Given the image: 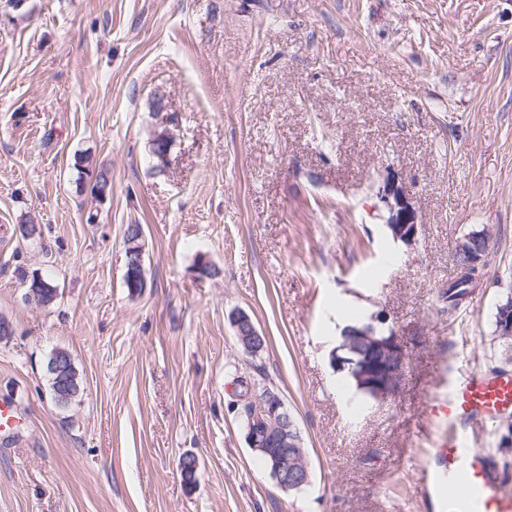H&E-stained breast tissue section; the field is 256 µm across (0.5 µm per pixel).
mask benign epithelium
I'll return each mask as SVG.
<instances>
[{"label": "benign epithelium", "instance_id": "7a95c632", "mask_svg": "<svg viewBox=\"0 0 512 512\" xmlns=\"http://www.w3.org/2000/svg\"><path fill=\"white\" fill-rule=\"evenodd\" d=\"M378 197L388 213L386 228L392 238L406 245L413 244L419 224L408 218L406 188L398 182H386L378 188ZM486 253L484 237L470 235L459 242L454 263L458 267H479ZM232 323L244 352L259 351L262 335L249 315L238 311L233 315ZM384 323L386 316L378 313L363 326L344 331L346 336L362 337L376 354L374 365H362L350 372L361 388L371 391L378 402H385L399 392L408 359L407 346L395 328L390 327L381 337H374L376 325ZM253 402V415L246 420L244 429L249 448L269 456V474L282 490L293 491L308 486L311 474L303 439L285 402L273 392L254 398Z\"/></svg>", "mask_w": 512, "mask_h": 512}]
</instances>
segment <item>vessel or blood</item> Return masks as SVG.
<instances>
[{
    "label": "vessel or blood",
    "instance_id": "obj_1",
    "mask_svg": "<svg viewBox=\"0 0 512 512\" xmlns=\"http://www.w3.org/2000/svg\"><path fill=\"white\" fill-rule=\"evenodd\" d=\"M506 415L512 416V373L468 369L449 379L446 396L430 407L441 431L431 452L439 466L418 470V485L438 512H512V473L469 435L473 423Z\"/></svg>",
    "mask_w": 512,
    "mask_h": 512
}]
</instances>
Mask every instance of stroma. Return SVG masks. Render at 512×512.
Returning a JSON list of instances; mask_svg holds the SVG:
<instances>
[{"instance_id": "35a3bbf8", "label": "stroma", "mask_w": 512, "mask_h": 512, "mask_svg": "<svg viewBox=\"0 0 512 512\" xmlns=\"http://www.w3.org/2000/svg\"><path fill=\"white\" fill-rule=\"evenodd\" d=\"M387 178L414 245L385 227ZM482 229V277L447 315L455 246ZM22 270L53 306L25 303ZM511 290L512 0H0V399L18 420L0 512H435L414 481L439 437L428 407L458 366H496ZM238 310L267 339L257 359ZM378 312L405 380L358 401L329 352ZM60 349L81 387L65 409L45 372ZM254 363L302 435V489L276 485L230 406ZM378 197L388 213L387 230L395 241L406 245L415 242L419 224L408 218V193L399 182H386L378 188ZM233 326L236 331V338L245 353L252 354L259 351L262 344V335L256 329L248 314L238 311L233 315Z\"/></svg>"}]
</instances>
